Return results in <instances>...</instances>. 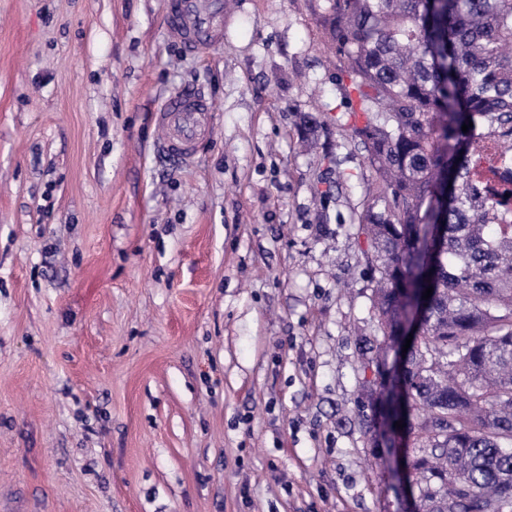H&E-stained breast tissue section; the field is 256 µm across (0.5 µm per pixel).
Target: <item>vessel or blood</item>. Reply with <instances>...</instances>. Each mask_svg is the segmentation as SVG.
Returning <instances> with one entry per match:
<instances>
[{"label": "vessel or blood", "mask_w": 512, "mask_h": 512, "mask_svg": "<svg viewBox=\"0 0 512 512\" xmlns=\"http://www.w3.org/2000/svg\"><path fill=\"white\" fill-rule=\"evenodd\" d=\"M164 21L184 47L208 50L224 36V0H167ZM157 120L167 132L164 149L189 158L211 125V105L200 91L185 89L162 104Z\"/></svg>", "instance_id": "b4317fda"}]
</instances>
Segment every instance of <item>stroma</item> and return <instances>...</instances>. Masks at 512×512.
Segmentation results:
<instances>
[{"label":"stroma","instance_id":"obj_1","mask_svg":"<svg viewBox=\"0 0 512 512\" xmlns=\"http://www.w3.org/2000/svg\"><path fill=\"white\" fill-rule=\"evenodd\" d=\"M0 0V512H405L361 398L373 172L319 0ZM212 104L180 161L156 112ZM164 21L184 47L194 52L206 51L224 36V1L168 0Z\"/></svg>","mask_w":512,"mask_h":512}]
</instances>
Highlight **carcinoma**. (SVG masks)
<instances>
[{"instance_id":"carcinoma-1","label":"carcinoma","mask_w":512,"mask_h":512,"mask_svg":"<svg viewBox=\"0 0 512 512\" xmlns=\"http://www.w3.org/2000/svg\"><path fill=\"white\" fill-rule=\"evenodd\" d=\"M318 22L347 61L348 137L374 172L363 368L379 372L410 324L386 420L404 424L425 512H512V224L492 185L512 158V0H324Z\"/></svg>"}]
</instances>
